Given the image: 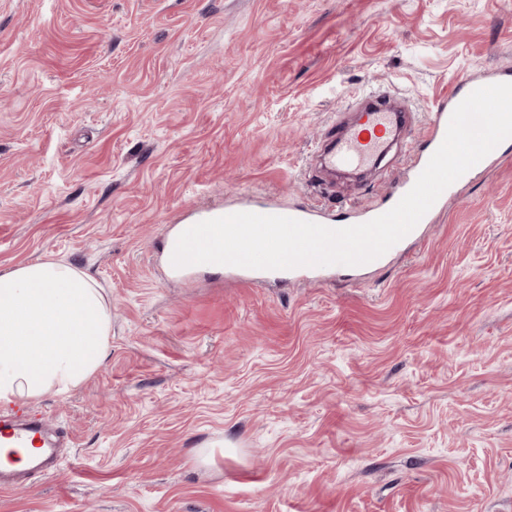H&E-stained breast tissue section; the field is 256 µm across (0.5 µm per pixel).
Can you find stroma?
<instances>
[{
	"label": "stroma",
	"instance_id": "35a3bbf8",
	"mask_svg": "<svg viewBox=\"0 0 512 512\" xmlns=\"http://www.w3.org/2000/svg\"><path fill=\"white\" fill-rule=\"evenodd\" d=\"M512 61V0H0V272L106 291L110 354L34 400L74 436L0 512H512V155L376 267L171 276L162 232L388 178L307 166L363 91L417 125Z\"/></svg>",
	"mask_w": 512,
	"mask_h": 512
}]
</instances>
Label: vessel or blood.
Segmentation results:
<instances>
[{"instance_id": "b4317fda", "label": "vessel or blood", "mask_w": 512, "mask_h": 512, "mask_svg": "<svg viewBox=\"0 0 512 512\" xmlns=\"http://www.w3.org/2000/svg\"><path fill=\"white\" fill-rule=\"evenodd\" d=\"M502 82H512V63L506 62L488 68L478 75H466L458 79L448 95L436 101L419 136V147L410 166L401 178L394 180L374 206H361L357 198L351 197L340 205L339 215H332L322 203H308L288 210L276 205L273 200H257L242 196L224 208L225 214L252 212L263 215H288L302 221L317 223L329 228H344L362 224L384 214L395 206L412 188L430 157L444 140L449 119L458 104L475 89ZM358 120L354 126L342 125L327 130L325 139L330 148L323 155V162L333 169H367L374 167L385 153L390 139L409 135L404 109L390 94L362 96ZM512 153V138L502 141L483 160L463 174V181H470L485 174L498 165L503 156ZM230 274L245 280L256 281L268 277L280 280H312L325 274V267H297L288 270L248 269L230 267ZM40 443L44 448H66L72 436L63 427H52L49 420L32 408H11L0 412V445L7 453H20L29 444Z\"/></svg>"}]
</instances>
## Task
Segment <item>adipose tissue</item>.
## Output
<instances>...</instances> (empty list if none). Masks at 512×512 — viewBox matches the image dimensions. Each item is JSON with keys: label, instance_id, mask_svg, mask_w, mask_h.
Masks as SVG:
<instances>
[{"label": "adipose tissue", "instance_id": "obj_1", "mask_svg": "<svg viewBox=\"0 0 512 512\" xmlns=\"http://www.w3.org/2000/svg\"><path fill=\"white\" fill-rule=\"evenodd\" d=\"M111 329L103 288L70 264L0 273V404L68 395L107 358Z\"/></svg>", "mask_w": 512, "mask_h": 512}]
</instances>
